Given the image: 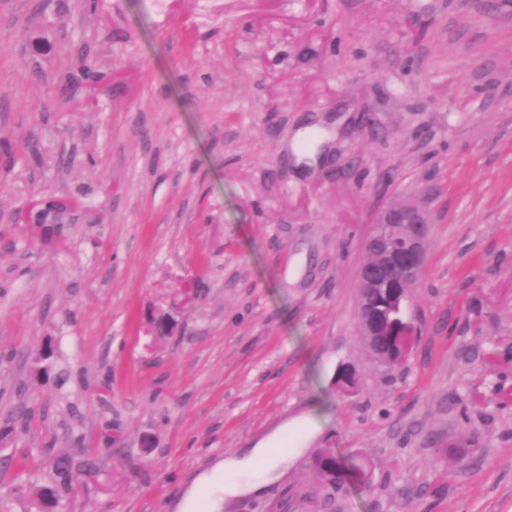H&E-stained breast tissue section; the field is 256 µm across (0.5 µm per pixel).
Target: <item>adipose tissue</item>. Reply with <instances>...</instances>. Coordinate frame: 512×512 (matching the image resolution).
<instances>
[{
    "label": "adipose tissue",
    "instance_id": "1",
    "mask_svg": "<svg viewBox=\"0 0 512 512\" xmlns=\"http://www.w3.org/2000/svg\"><path fill=\"white\" fill-rule=\"evenodd\" d=\"M292 448L259 447L225 458L222 466L199 480L188 496V512H218L224 499L258 493L288 466Z\"/></svg>",
    "mask_w": 512,
    "mask_h": 512
}]
</instances>
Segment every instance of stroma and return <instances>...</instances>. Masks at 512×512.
<instances>
[{
  "mask_svg": "<svg viewBox=\"0 0 512 512\" xmlns=\"http://www.w3.org/2000/svg\"><path fill=\"white\" fill-rule=\"evenodd\" d=\"M391 203L432 222L386 364L358 274ZM277 432L288 468L220 512H512V5L0 0V512L111 435L138 474L74 512H179ZM325 455H328L331 457L329 465L324 468H320L316 465L314 461V469L316 472V475L325 483L329 485H335L336 483V467L338 471L343 475L346 476L348 473H353L354 471H358L359 474L362 473L361 468H359L357 465L351 464L348 466L345 463L340 462L336 457L329 452L328 450L324 451Z\"/></svg>",
  "mask_w": 512,
  "mask_h": 512,
  "instance_id": "stroma-1",
  "label": "stroma"
}]
</instances>
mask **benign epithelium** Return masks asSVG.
I'll list each match as a JSON object with an SVG mask.
<instances>
[{
  "instance_id": "obj_1",
  "label": "benign epithelium",
  "mask_w": 512,
  "mask_h": 512,
  "mask_svg": "<svg viewBox=\"0 0 512 512\" xmlns=\"http://www.w3.org/2000/svg\"><path fill=\"white\" fill-rule=\"evenodd\" d=\"M430 223L423 210L387 205L379 212L366 240L370 259L359 270L362 334L372 344L387 336L396 337L400 360L412 347L414 329L406 320L398 319V313L404 310L407 286L419 277ZM337 382L344 389L355 388L358 383L355 367H342Z\"/></svg>"
}]
</instances>
